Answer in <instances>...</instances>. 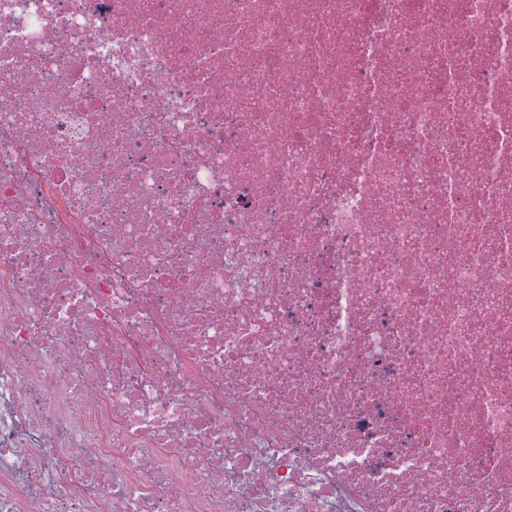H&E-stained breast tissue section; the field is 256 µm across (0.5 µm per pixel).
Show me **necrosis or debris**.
<instances>
[{"instance_id": "1", "label": "necrosis or debris", "mask_w": 512, "mask_h": 512, "mask_svg": "<svg viewBox=\"0 0 512 512\" xmlns=\"http://www.w3.org/2000/svg\"><path fill=\"white\" fill-rule=\"evenodd\" d=\"M0 512H512V0H0Z\"/></svg>"}]
</instances>
